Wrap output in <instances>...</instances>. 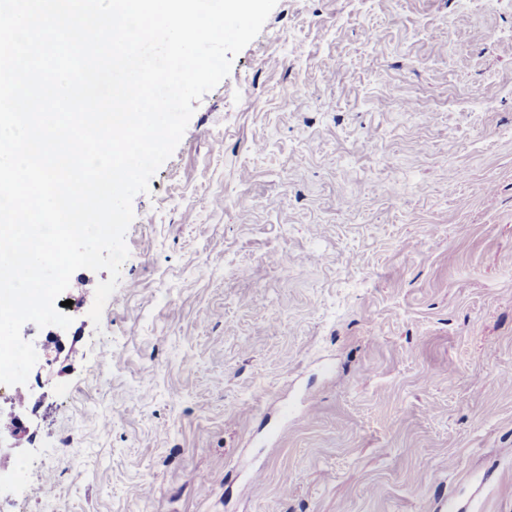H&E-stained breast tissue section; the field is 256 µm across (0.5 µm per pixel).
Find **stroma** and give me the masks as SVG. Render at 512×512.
<instances>
[{
  "label": "stroma",
  "instance_id": "obj_1",
  "mask_svg": "<svg viewBox=\"0 0 512 512\" xmlns=\"http://www.w3.org/2000/svg\"><path fill=\"white\" fill-rule=\"evenodd\" d=\"M133 209L0 512H512V0H277Z\"/></svg>",
  "mask_w": 512,
  "mask_h": 512
}]
</instances>
